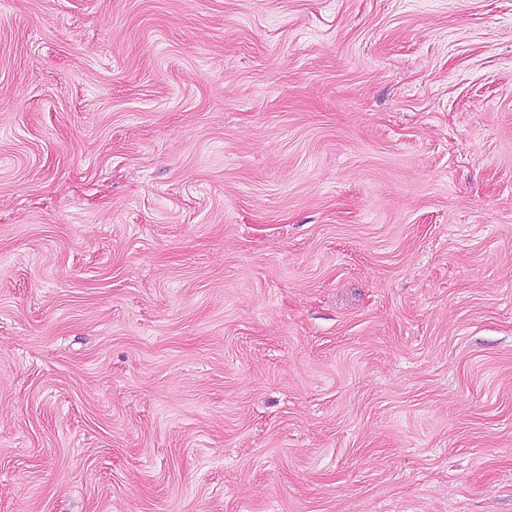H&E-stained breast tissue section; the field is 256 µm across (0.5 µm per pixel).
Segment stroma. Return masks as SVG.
I'll use <instances>...</instances> for the list:
<instances>
[{
  "label": "stroma",
  "mask_w": 512,
  "mask_h": 512,
  "mask_svg": "<svg viewBox=\"0 0 512 512\" xmlns=\"http://www.w3.org/2000/svg\"><path fill=\"white\" fill-rule=\"evenodd\" d=\"M0 512H512V0H0Z\"/></svg>",
  "instance_id": "35a3bbf8"
}]
</instances>
